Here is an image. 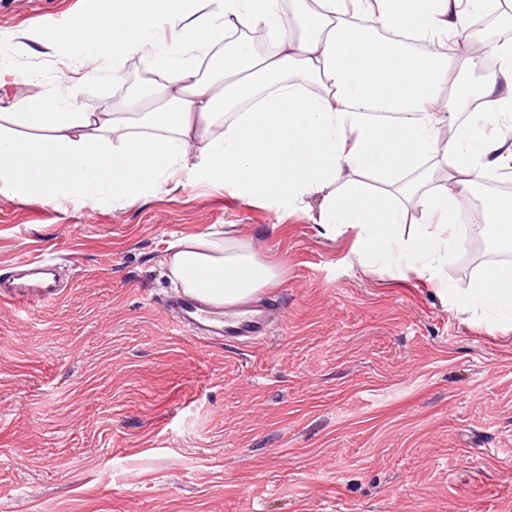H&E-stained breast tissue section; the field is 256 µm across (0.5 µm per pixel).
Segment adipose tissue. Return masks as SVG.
Returning <instances> with one entry per match:
<instances>
[{
    "label": "adipose tissue",
    "mask_w": 512,
    "mask_h": 512,
    "mask_svg": "<svg viewBox=\"0 0 512 512\" xmlns=\"http://www.w3.org/2000/svg\"><path fill=\"white\" fill-rule=\"evenodd\" d=\"M485 0H80L75 17L47 36L13 32L0 50V192L47 205L108 198L131 206L146 193L196 173L240 193L288 206L318 199L324 235L357 232L360 262L415 267L437 281L462 241L454 218L484 171L512 175V45L499 47V74L480 85L465 73L480 59L465 47ZM263 29L256 53L234 33ZM48 40L96 62L115 79L121 64L151 56L171 104L135 122L81 111V82L59 75V92L16 96L10 79L31 44ZM489 98L496 113L471 112L441 140L442 113ZM433 159L455 172L431 190ZM381 182L371 190L366 176ZM424 222L402 231L410 197ZM166 264L188 292L221 302L274 282L275 267L226 239L198 235L171 244ZM457 308L487 311L488 328L512 326V267L490 264Z\"/></svg>",
    "instance_id": "1"
}]
</instances>
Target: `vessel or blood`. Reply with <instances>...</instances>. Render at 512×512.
<instances>
[{"label":"vessel or blood","mask_w":512,"mask_h":512,"mask_svg":"<svg viewBox=\"0 0 512 512\" xmlns=\"http://www.w3.org/2000/svg\"><path fill=\"white\" fill-rule=\"evenodd\" d=\"M55 263L47 258L22 260L8 280L0 279V300L32 305L54 299L60 284ZM175 312L181 329L200 338L237 340L264 335L273 322L274 305L259 300L248 305L218 303L186 292L171 295L163 303Z\"/></svg>","instance_id":"vessel-or-blood-1"}]
</instances>
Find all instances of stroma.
I'll list each match as a JSON object with an SVG mask.
<instances>
[{
    "mask_svg": "<svg viewBox=\"0 0 512 512\" xmlns=\"http://www.w3.org/2000/svg\"><path fill=\"white\" fill-rule=\"evenodd\" d=\"M78 0H0V33L48 32ZM27 72L80 106L161 112L39 47ZM223 183L183 176L133 206L0 193V275L55 259L63 290L0 302V512H512V329L442 300L410 269L361 266L356 234ZM247 243L279 276L269 335L178 330L169 245Z\"/></svg>",
    "mask_w": 512,
    "mask_h": 512,
    "instance_id": "35a3bbf8",
    "label": "stroma"
}]
</instances>
